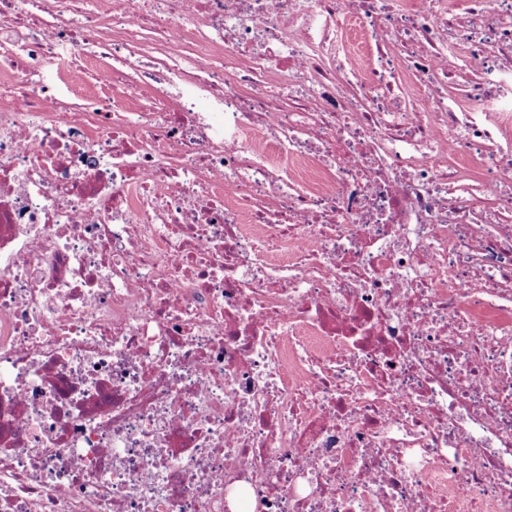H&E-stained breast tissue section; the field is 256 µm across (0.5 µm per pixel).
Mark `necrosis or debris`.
I'll list each match as a JSON object with an SVG mask.
<instances>
[{"instance_id": "4bbe7bcc", "label": "necrosis or debris", "mask_w": 512, "mask_h": 512, "mask_svg": "<svg viewBox=\"0 0 512 512\" xmlns=\"http://www.w3.org/2000/svg\"><path fill=\"white\" fill-rule=\"evenodd\" d=\"M56 4L0 0V512H512V0Z\"/></svg>"}]
</instances>
